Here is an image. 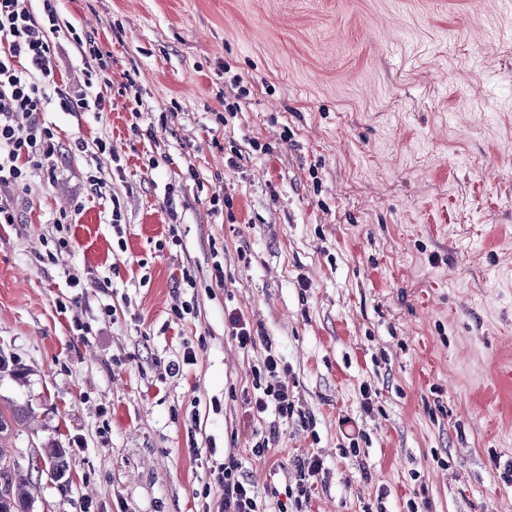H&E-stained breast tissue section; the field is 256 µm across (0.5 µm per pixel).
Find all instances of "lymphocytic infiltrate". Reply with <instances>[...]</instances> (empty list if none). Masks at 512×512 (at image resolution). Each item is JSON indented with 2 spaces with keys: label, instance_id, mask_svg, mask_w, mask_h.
I'll return each mask as SVG.
<instances>
[{
  "label": "lymphocytic infiltrate",
  "instance_id": "obj_1",
  "mask_svg": "<svg viewBox=\"0 0 512 512\" xmlns=\"http://www.w3.org/2000/svg\"><path fill=\"white\" fill-rule=\"evenodd\" d=\"M59 21L53 0H44L35 15L31 0H0V224L20 223L22 215L13 191L29 185L38 173L50 170L54 131L41 119L49 97H57L65 112H108L113 103L101 94L71 97L54 80L55 46L50 38ZM280 363L267 355L256 378L265 382L254 399L257 414L292 418L295 404L286 384L279 381ZM224 512H264L259 492L244 476L235 456L224 459Z\"/></svg>",
  "mask_w": 512,
  "mask_h": 512
}]
</instances>
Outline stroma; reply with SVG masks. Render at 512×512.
Here are the masks:
<instances>
[{"label": "stroma", "instance_id": "35a3bbf8", "mask_svg": "<svg viewBox=\"0 0 512 512\" xmlns=\"http://www.w3.org/2000/svg\"><path fill=\"white\" fill-rule=\"evenodd\" d=\"M57 9V85L86 89L71 23L109 53L94 89L114 108L48 104L54 172L16 189L23 219L0 224V408L31 411L6 446L24 464L56 444L68 463L66 479L34 477L33 512H221L228 454L267 512H295L304 453L324 462L306 512H407L410 499L512 512L489 457L512 463V6ZM216 191L232 211L214 209ZM186 269L196 285L183 290ZM190 298L195 314L177 319ZM236 312L271 347L240 349ZM269 351L295 401L285 423L248 405Z\"/></svg>", "mask_w": 512, "mask_h": 512}]
</instances>
